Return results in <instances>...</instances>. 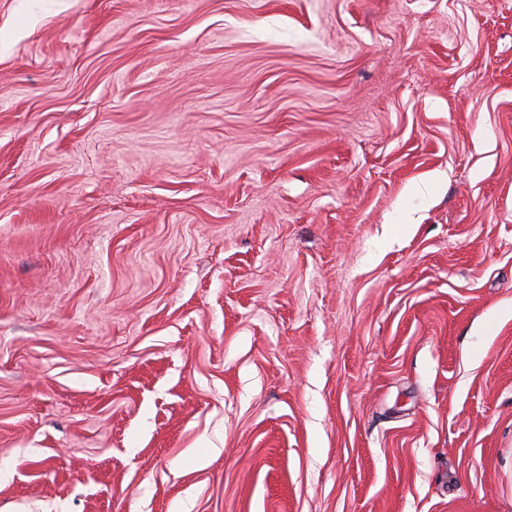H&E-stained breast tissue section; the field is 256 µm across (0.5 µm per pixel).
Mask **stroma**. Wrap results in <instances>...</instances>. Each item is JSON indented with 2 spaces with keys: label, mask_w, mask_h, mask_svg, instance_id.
I'll list each match as a JSON object with an SVG mask.
<instances>
[{
  "label": "stroma",
  "mask_w": 512,
  "mask_h": 512,
  "mask_svg": "<svg viewBox=\"0 0 512 512\" xmlns=\"http://www.w3.org/2000/svg\"><path fill=\"white\" fill-rule=\"evenodd\" d=\"M512 512V0H0V512Z\"/></svg>",
  "instance_id": "stroma-1"
}]
</instances>
